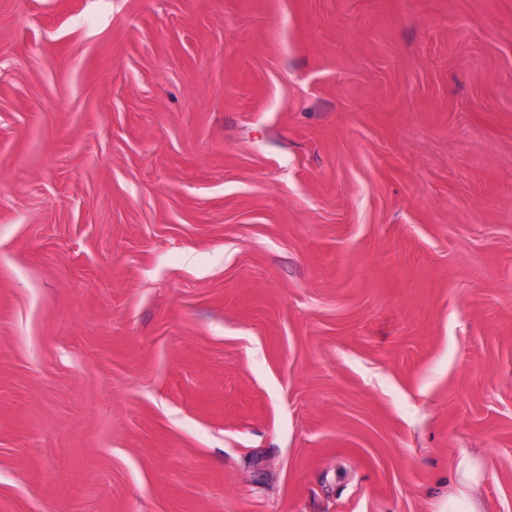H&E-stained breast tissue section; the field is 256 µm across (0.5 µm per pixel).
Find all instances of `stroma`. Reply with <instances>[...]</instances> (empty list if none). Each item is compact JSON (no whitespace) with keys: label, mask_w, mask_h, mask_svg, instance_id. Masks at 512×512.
I'll use <instances>...</instances> for the list:
<instances>
[{"label":"stroma","mask_w":512,"mask_h":512,"mask_svg":"<svg viewBox=\"0 0 512 512\" xmlns=\"http://www.w3.org/2000/svg\"><path fill=\"white\" fill-rule=\"evenodd\" d=\"M512 512V0H0V512ZM483 475L481 457L462 453L448 493V512H486L479 496Z\"/></svg>","instance_id":"obj_1"}]
</instances>
